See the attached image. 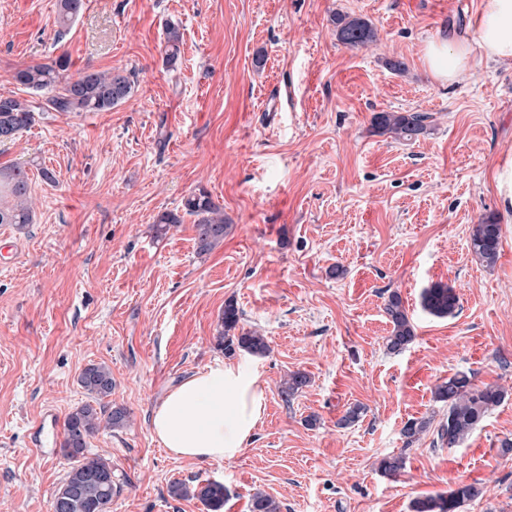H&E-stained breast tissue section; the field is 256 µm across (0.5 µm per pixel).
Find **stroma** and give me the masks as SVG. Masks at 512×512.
<instances>
[{
    "label": "stroma",
    "mask_w": 512,
    "mask_h": 512,
    "mask_svg": "<svg viewBox=\"0 0 512 512\" xmlns=\"http://www.w3.org/2000/svg\"><path fill=\"white\" fill-rule=\"evenodd\" d=\"M84 2L61 33L57 0H0V92L35 111L0 143V167L26 169L35 213L22 229L0 224L19 244L0 266V512H50L70 465L61 446L31 438L44 415L62 422L87 402L78 378L99 363L112 371L110 404L128 412L87 444L121 486L110 512H206L168 494L205 480L224 483V512H248L259 490L281 512H412L460 482L484 489L464 512H512V453L500 448L512 438V223L494 265L468 248L474 225L501 215L493 171L512 154V63L443 86L422 59L479 0ZM341 15L367 20L376 41L343 44ZM169 22L182 33L174 72ZM63 54L75 73L134 72V93L109 112L44 111L12 73ZM378 112L426 113L428 131L394 140L374 131ZM200 190L224 209L223 243L198 256L189 216L154 239L156 216ZM436 283L458 293L455 316L423 310ZM394 292L416 334L398 354L385 345ZM230 299L269 354L218 347ZM220 364L259 376L263 414L233 458L174 456L151 432L153 412ZM294 371L311 383L283 397ZM458 371L507 396L460 447H436L447 405L434 388ZM355 403L361 418L341 425ZM423 417L428 430L405 447L403 426ZM399 453L401 473L381 474Z\"/></svg>",
    "instance_id": "35a3bbf8"
}]
</instances>
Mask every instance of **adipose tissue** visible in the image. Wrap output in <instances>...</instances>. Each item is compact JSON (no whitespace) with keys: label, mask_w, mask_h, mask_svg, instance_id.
Listing matches in <instances>:
<instances>
[{"label":"adipose tissue","mask_w":512,"mask_h":512,"mask_svg":"<svg viewBox=\"0 0 512 512\" xmlns=\"http://www.w3.org/2000/svg\"><path fill=\"white\" fill-rule=\"evenodd\" d=\"M424 59L443 84L484 60L512 61V0H480L474 27L431 40ZM263 400L257 380L242 379L230 366L213 367L167 394L152 416V432L176 456L223 461L241 450Z\"/></svg>","instance_id":"obj_1"}]
</instances>
